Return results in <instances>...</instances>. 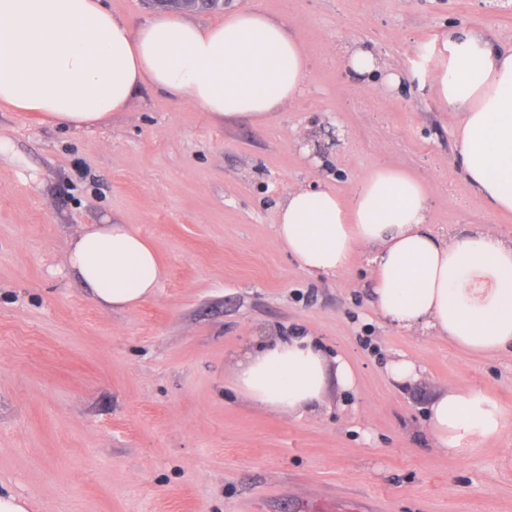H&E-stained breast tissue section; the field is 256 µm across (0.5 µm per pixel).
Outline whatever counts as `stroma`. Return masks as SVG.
<instances>
[{"instance_id":"35a3bbf8","label":"stroma","mask_w":512,"mask_h":512,"mask_svg":"<svg viewBox=\"0 0 512 512\" xmlns=\"http://www.w3.org/2000/svg\"><path fill=\"white\" fill-rule=\"evenodd\" d=\"M257 7L310 52L297 103L264 124L222 123L141 87L100 126L0 108V491L31 512H302L360 501L371 512H512V432L465 459L427 427L434 394L479 390L512 411V352L470 353L409 333L372 306L370 255L308 276L276 239L289 185L350 200L378 167L428 188L440 235L480 226L511 238L454 163L458 115L429 82L448 30L512 47V12L493 0H226L201 23ZM378 58L357 77L343 45ZM399 75L384 85L382 74ZM335 128L311 155L297 145ZM132 225L167 277L124 312L98 307L65 270L82 226ZM308 335L355 382L288 415L251 403L236 360L271 336ZM418 365L414 385L389 374Z\"/></svg>"}]
</instances>
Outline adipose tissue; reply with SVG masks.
Here are the masks:
<instances>
[{
  "label": "adipose tissue",
  "mask_w": 512,
  "mask_h": 512,
  "mask_svg": "<svg viewBox=\"0 0 512 512\" xmlns=\"http://www.w3.org/2000/svg\"><path fill=\"white\" fill-rule=\"evenodd\" d=\"M310 54L286 24L255 7L201 24L167 12L141 25L101 0H0V105L49 123L99 125L128 109L145 84L217 121L263 122L304 92ZM430 89L460 115L455 161L491 210L512 212V49L449 33ZM426 185L376 168L350 203L322 187H292L276 235L312 276L344 273L370 252L372 305L390 324L447 338L472 353L512 349V239L482 229L435 235ZM66 270L107 311L152 298L166 269L128 224H89L71 241ZM349 386L345 361L328 365L307 336L272 337L238 361L234 382L253 404L294 413L314 408L329 379ZM438 449L465 458L512 429V411L480 391H439L428 407Z\"/></svg>",
  "instance_id": "obj_1"
}]
</instances>
